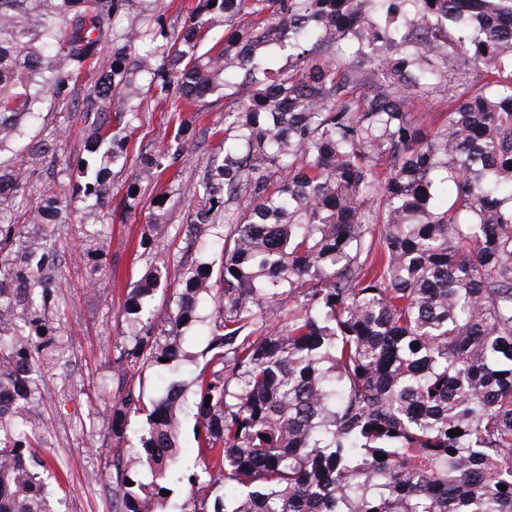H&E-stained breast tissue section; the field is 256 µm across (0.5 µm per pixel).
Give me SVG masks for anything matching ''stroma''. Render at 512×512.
<instances>
[{
	"label": "stroma",
	"instance_id": "obj_1",
	"mask_svg": "<svg viewBox=\"0 0 512 512\" xmlns=\"http://www.w3.org/2000/svg\"><path fill=\"white\" fill-rule=\"evenodd\" d=\"M93 83V75L86 72L70 82L63 98L45 95L38 120L19 145L24 157L16 162L19 204L13 223H27L31 210L45 195L70 198L72 175L85 156V117L101 109L90 93ZM143 106L139 122L129 133V159L113 167L103 205L64 211L58 223L44 227L51 235L49 244L56 253L62 283L50 306L48 324L73 338L55 360L48 386L33 405L34 412L54 422L39 456L68 469L66 484L48 486L59 512H112L111 491L101 471L110 446L107 415L115 389L113 350L127 341L121 321L123 305L145 272L186 258L175 231L190 221L195 189L219 143L214 131L224 124L223 113H204L188 134L189 159L179 172L168 171L159 180L141 183L140 207L130 213L124 199L135 178L136 157L164 147L177 119L153 93L144 94ZM44 140L53 141V156L27 159V152ZM163 192L170 198V230L140 247L152 202Z\"/></svg>",
	"mask_w": 512,
	"mask_h": 512
}]
</instances>
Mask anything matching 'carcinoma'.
Segmentation results:
<instances>
[{
    "label": "carcinoma",
    "mask_w": 512,
    "mask_h": 512,
    "mask_svg": "<svg viewBox=\"0 0 512 512\" xmlns=\"http://www.w3.org/2000/svg\"><path fill=\"white\" fill-rule=\"evenodd\" d=\"M147 2L0 0V153L41 93L64 96L88 66L114 123L91 122L85 151L123 163L145 84L189 116L138 157L131 212L137 182L190 156L195 113L224 107L219 153L178 229L200 256L145 273L123 307L113 512H512V0H197L176 32L157 15L114 33ZM219 21L224 39L203 49ZM138 43L152 52L131 57ZM474 76L480 89L424 128L411 102ZM80 174L75 197L106 192L109 167ZM16 192L0 164V215ZM58 209L44 198L32 223ZM166 213L157 198L148 229ZM1 254L0 512H53L33 451L52 422L31 406L64 346L41 322L60 279L37 233L0 224ZM171 285L158 322L146 299ZM205 297L191 386L173 379L149 400L126 385L178 374ZM188 405L200 475L178 457ZM216 486L213 503L199 496Z\"/></svg>",
    "instance_id": "carcinoma-1"
}]
</instances>
